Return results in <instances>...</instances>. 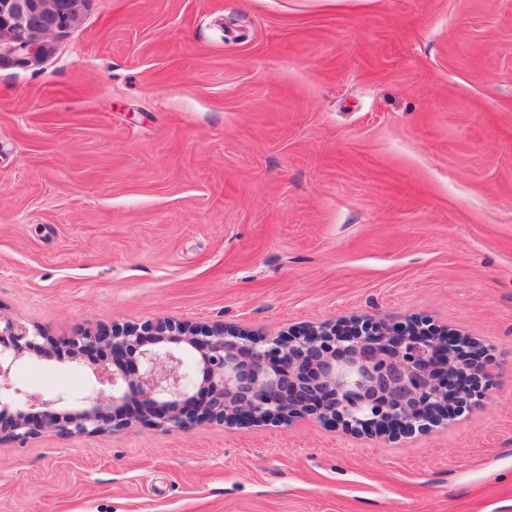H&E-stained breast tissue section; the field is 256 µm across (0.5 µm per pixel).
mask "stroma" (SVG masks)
Instances as JSON below:
<instances>
[{"mask_svg": "<svg viewBox=\"0 0 512 512\" xmlns=\"http://www.w3.org/2000/svg\"><path fill=\"white\" fill-rule=\"evenodd\" d=\"M0 62V312L56 339L420 321L488 399L411 436L0 440V512H512V0H90ZM94 364L12 385L71 410Z\"/></svg>", "mask_w": 512, "mask_h": 512, "instance_id": "35a3bbf8", "label": "stroma"}]
</instances>
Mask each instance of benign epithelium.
<instances>
[{
  "label": "benign epithelium",
  "instance_id": "obj_1",
  "mask_svg": "<svg viewBox=\"0 0 512 512\" xmlns=\"http://www.w3.org/2000/svg\"><path fill=\"white\" fill-rule=\"evenodd\" d=\"M84 0H0V44L10 62L46 55V38L76 24ZM102 363L82 406L33 398L9 382L24 357ZM201 379L188 382L184 354ZM492 372L482 351L446 329L385 321L308 325L277 336L176 319L101 326L60 341L0 313V438L104 436L134 420L163 431L203 423L324 427L402 436L422 432L486 398Z\"/></svg>",
  "mask_w": 512,
  "mask_h": 512
}]
</instances>
